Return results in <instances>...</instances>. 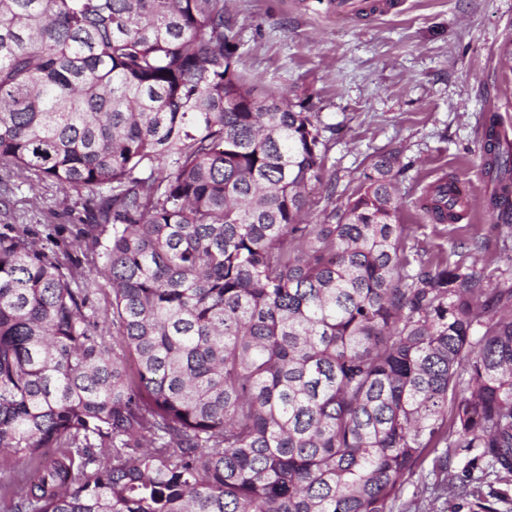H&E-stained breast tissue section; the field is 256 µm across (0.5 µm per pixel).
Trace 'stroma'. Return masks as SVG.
<instances>
[{
	"label": "stroma",
	"mask_w": 512,
	"mask_h": 512,
	"mask_svg": "<svg viewBox=\"0 0 512 512\" xmlns=\"http://www.w3.org/2000/svg\"><path fill=\"white\" fill-rule=\"evenodd\" d=\"M340 17L331 0H224L239 68L267 92L315 112L329 140L326 170L344 201L372 156L393 152L402 221L424 256H485L491 283L512 279V239L481 202L492 191L481 135L488 115L512 141V0H375ZM477 198L468 219L435 224L418 199L443 176ZM13 189L0 225L28 229L51 251L80 256L84 198L46 185Z\"/></svg>",
	"instance_id": "1"
}]
</instances>
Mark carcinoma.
Returning a JSON list of instances; mask_svg holds the SVG:
<instances>
[{
  "mask_svg": "<svg viewBox=\"0 0 512 512\" xmlns=\"http://www.w3.org/2000/svg\"><path fill=\"white\" fill-rule=\"evenodd\" d=\"M323 131L238 70L224 0H0V166L88 222L81 259L0 232V456L37 467L0 512H394L451 448L512 480V284L415 257L392 152L311 198ZM482 151L512 231L495 115ZM85 288H89L88 294V311L103 310L108 307L112 296L111 293L104 285V281L100 277L90 276Z\"/></svg>",
  "mask_w": 512,
  "mask_h": 512,
  "instance_id": "cac0c4a2",
  "label": "carcinoma"
}]
</instances>
